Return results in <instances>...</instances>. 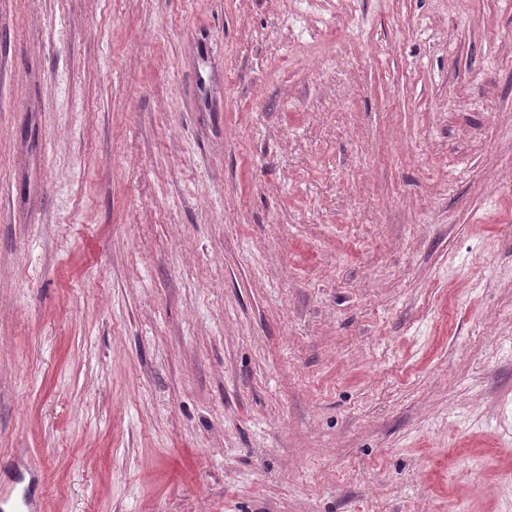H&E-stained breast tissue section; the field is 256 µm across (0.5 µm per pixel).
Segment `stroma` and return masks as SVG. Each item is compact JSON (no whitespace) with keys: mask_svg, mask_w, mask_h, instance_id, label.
I'll list each match as a JSON object with an SVG mask.
<instances>
[{"mask_svg":"<svg viewBox=\"0 0 512 512\" xmlns=\"http://www.w3.org/2000/svg\"><path fill=\"white\" fill-rule=\"evenodd\" d=\"M41 512H512V0H0V471Z\"/></svg>","mask_w":512,"mask_h":512,"instance_id":"1","label":"stroma"}]
</instances>
